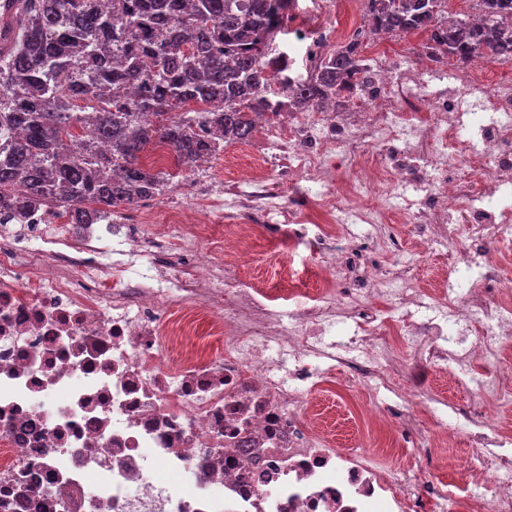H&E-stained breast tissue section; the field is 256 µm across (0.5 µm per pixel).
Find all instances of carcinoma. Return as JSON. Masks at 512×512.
Returning a JSON list of instances; mask_svg holds the SVG:
<instances>
[{
  "label": "carcinoma",
  "mask_w": 512,
  "mask_h": 512,
  "mask_svg": "<svg viewBox=\"0 0 512 512\" xmlns=\"http://www.w3.org/2000/svg\"><path fill=\"white\" fill-rule=\"evenodd\" d=\"M19 2L0 14V138L22 131L0 157L7 209L52 200L85 224L162 192L164 177L141 162L150 144L192 169L247 139L260 112L339 108L372 84L358 37L320 54L306 76L286 75L288 59L269 46L293 0ZM445 2L368 0L366 16L385 35L425 34L437 61L512 63V0H476L473 19L446 15ZM78 65L72 84L58 81ZM77 100L88 111H71ZM88 124L109 151H92Z\"/></svg>",
  "instance_id": "obj_1"
}]
</instances>
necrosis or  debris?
<instances>
[{
  "label": "necrosis or debris",
  "mask_w": 512,
  "mask_h": 512,
  "mask_svg": "<svg viewBox=\"0 0 512 512\" xmlns=\"http://www.w3.org/2000/svg\"><path fill=\"white\" fill-rule=\"evenodd\" d=\"M441 72L431 60L374 81L368 112L289 113L279 151L321 192L299 193L274 230L327 268L330 291L239 280L254 227L241 221L245 195L225 198L217 180L209 203L173 202L161 218L149 205L91 224L52 205L0 207V512H512L497 401L512 386V208L499 202L512 185V81L475 59L435 95ZM336 158L357 161L351 180L336 181ZM216 205L231 231L215 253ZM132 220L152 225L159 253L165 225H182L163 274L130 276L143 255ZM116 243L128 260L112 265ZM437 248L448 273L473 269L465 295L418 277L414 256ZM171 300L183 316L165 325ZM348 321L350 346L328 351ZM202 323L223 350L171 359L165 337ZM415 336L435 338L430 363L453 388L487 379L463 412L477 461L464 496L438 478L453 459L426 454L452 434L420 423L424 393L400 384L398 351ZM339 370L366 391V426L388 414L406 427L405 469L376 464L388 446L331 443L313 397Z\"/></svg>",
  "instance_id": "4bbe7bcc"
}]
</instances>
